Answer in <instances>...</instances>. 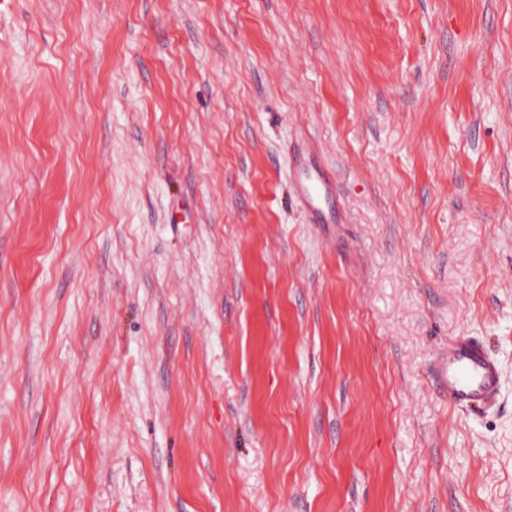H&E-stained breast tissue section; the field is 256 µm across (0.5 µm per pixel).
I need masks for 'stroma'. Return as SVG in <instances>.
<instances>
[{"instance_id": "35a3bbf8", "label": "stroma", "mask_w": 512, "mask_h": 512, "mask_svg": "<svg viewBox=\"0 0 512 512\" xmlns=\"http://www.w3.org/2000/svg\"><path fill=\"white\" fill-rule=\"evenodd\" d=\"M0 512H512V0H0ZM295 161V197L309 212L312 223L337 224L339 213L332 179L321 165L306 153H298ZM433 377L449 406L469 412L492 406L500 390L498 363L476 336H458L448 343Z\"/></svg>"}]
</instances>
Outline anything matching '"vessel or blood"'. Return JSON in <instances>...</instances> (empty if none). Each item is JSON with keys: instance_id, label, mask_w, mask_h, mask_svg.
<instances>
[{"instance_id": "vessel-or-blood-1", "label": "vessel or blood", "mask_w": 512, "mask_h": 512, "mask_svg": "<svg viewBox=\"0 0 512 512\" xmlns=\"http://www.w3.org/2000/svg\"><path fill=\"white\" fill-rule=\"evenodd\" d=\"M297 200L309 212L312 223L339 221L333 181L310 155L298 153L293 182ZM433 376L449 406L469 412L492 406L500 390L496 359L478 337L459 336L448 345V353Z\"/></svg>"}]
</instances>
